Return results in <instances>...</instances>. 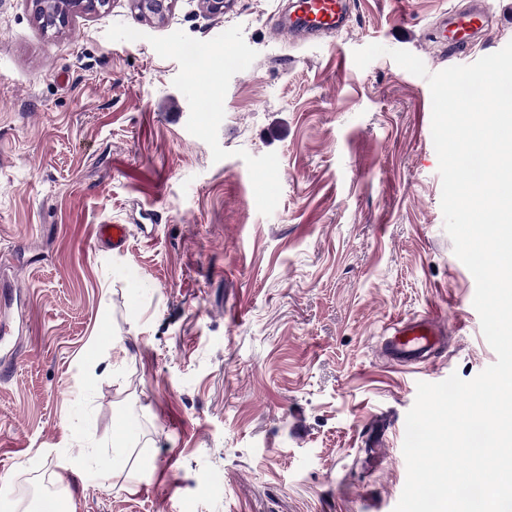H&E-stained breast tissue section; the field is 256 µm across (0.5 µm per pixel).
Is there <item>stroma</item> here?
I'll return each instance as SVG.
<instances>
[{
    "label": "stroma",
    "instance_id": "stroma-1",
    "mask_svg": "<svg viewBox=\"0 0 512 512\" xmlns=\"http://www.w3.org/2000/svg\"><path fill=\"white\" fill-rule=\"evenodd\" d=\"M290 2L177 0L157 23L112 0L50 35L31 0H0L12 512L74 458L75 512H394L418 383L495 362L444 228L429 84L353 53L469 65L512 42V0L453 57L437 27L467 0H350L339 34L274 38ZM101 224L129 225L125 251ZM429 314L441 343L389 365L390 323Z\"/></svg>",
    "mask_w": 512,
    "mask_h": 512
}]
</instances>
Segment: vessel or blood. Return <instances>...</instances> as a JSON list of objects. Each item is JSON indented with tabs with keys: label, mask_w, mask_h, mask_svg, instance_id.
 I'll return each mask as SVG.
<instances>
[{
	"label": "vessel or blood",
	"mask_w": 512,
	"mask_h": 512,
	"mask_svg": "<svg viewBox=\"0 0 512 512\" xmlns=\"http://www.w3.org/2000/svg\"><path fill=\"white\" fill-rule=\"evenodd\" d=\"M347 0H294V15L288 22H275V36L302 39L321 37L340 32L347 23ZM489 15L482 0H473L465 10L450 13L441 25L442 39L448 45L461 49L473 45L488 26ZM97 238L110 242L113 249H124L129 229L124 224H102ZM439 333L435 318L423 317L394 325L393 334L385 343L387 357L395 365L403 366L418 359L435 345Z\"/></svg>",
	"instance_id": "obj_1"
}]
</instances>
